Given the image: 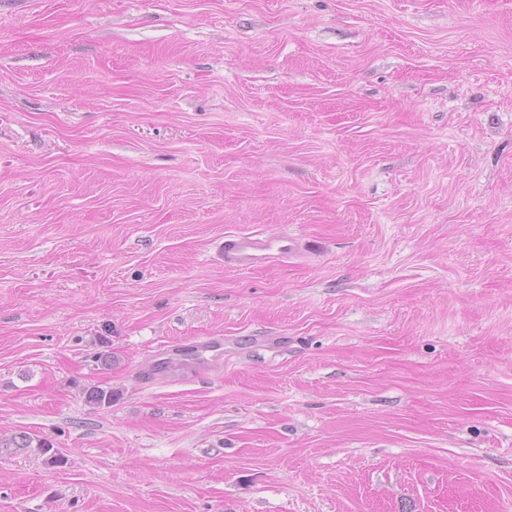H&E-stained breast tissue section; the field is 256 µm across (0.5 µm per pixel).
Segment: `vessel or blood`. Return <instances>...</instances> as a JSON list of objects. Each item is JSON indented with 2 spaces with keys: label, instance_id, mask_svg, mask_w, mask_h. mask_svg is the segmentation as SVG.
<instances>
[{
  "label": "vessel or blood",
  "instance_id": "obj_1",
  "mask_svg": "<svg viewBox=\"0 0 512 512\" xmlns=\"http://www.w3.org/2000/svg\"><path fill=\"white\" fill-rule=\"evenodd\" d=\"M302 241L286 233H228L221 254L224 265L234 270L253 271L303 256Z\"/></svg>",
  "mask_w": 512,
  "mask_h": 512
}]
</instances>
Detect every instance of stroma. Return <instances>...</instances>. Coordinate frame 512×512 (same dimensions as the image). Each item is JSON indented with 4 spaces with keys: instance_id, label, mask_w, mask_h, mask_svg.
Masks as SVG:
<instances>
[{
    "instance_id": "35a3bbf8",
    "label": "stroma",
    "mask_w": 512,
    "mask_h": 512,
    "mask_svg": "<svg viewBox=\"0 0 512 512\" xmlns=\"http://www.w3.org/2000/svg\"><path fill=\"white\" fill-rule=\"evenodd\" d=\"M19 433L0 512H512V0H0ZM302 241L288 233H228L221 244L224 266L253 271L296 259L305 253ZM36 443L33 446V443ZM29 448H36L42 455L47 456V460L53 465L63 466L65 459L57 457L56 453H51L54 445L47 438L33 437L26 434H18L8 438L0 437V456L5 454H12L21 450Z\"/></svg>"
}]
</instances>
